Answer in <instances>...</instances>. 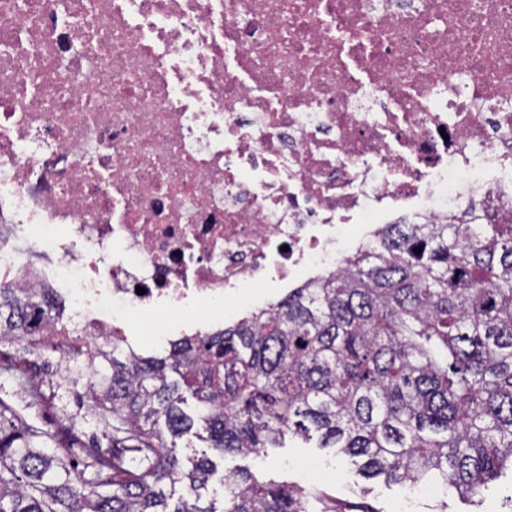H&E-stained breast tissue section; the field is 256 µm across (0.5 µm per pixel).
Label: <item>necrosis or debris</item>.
<instances>
[{
  "instance_id": "1",
  "label": "necrosis or debris",
  "mask_w": 512,
  "mask_h": 512,
  "mask_svg": "<svg viewBox=\"0 0 512 512\" xmlns=\"http://www.w3.org/2000/svg\"><path fill=\"white\" fill-rule=\"evenodd\" d=\"M468 210L512 216V0H0V286L86 374Z\"/></svg>"
}]
</instances>
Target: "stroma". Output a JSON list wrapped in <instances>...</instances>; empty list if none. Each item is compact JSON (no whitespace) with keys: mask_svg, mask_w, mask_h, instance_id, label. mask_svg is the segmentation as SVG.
Here are the masks:
<instances>
[{"mask_svg":"<svg viewBox=\"0 0 512 512\" xmlns=\"http://www.w3.org/2000/svg\"><path fill=\"white\" fill-rule=\"evenodd\" d=\"M217 466L222 474L246 468L265 481L309 488L314 493L311 512H512L508 469L470 499L450 488L431 497L417 486L365 478L359 459L296 438L258 454L225 456Z\"/></svg>","mask_w":512,"mask_h":512,"instance_id":"35a3bbf8","label":"stroma"}]
</instances>
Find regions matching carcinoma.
I'll use <instances>...</instances> for the list:
<instances>
[{
    "instance_id": "cac0c4a2",
    "label": "carcinoma",
    "mask_w": 512,
    "mask_h": 512,
    "mask_svg": "<svg viewBox=\"0 0 512 512\" xmlns=\"http://www.w3.org/2000/svg\"><path fill=\"white\" fill-rule=\"evenodd\" d=\"M28 306L0 288V344L31 336ZM27 362L0 363V512H310V491L248 469L200 505L215 464L203 453L184 470L175 442L200 422L220 455L315 440L363 459L367 478L475 497L512 465V218L389 224L340 271L219 336L162 356L112 350L82 394L112 445H88L80 471L72 427L28 420L6 382L44 402L82 369L45 389ZM190 397L203 412L183 409Z\"/></svg>"
}]
</instances>
